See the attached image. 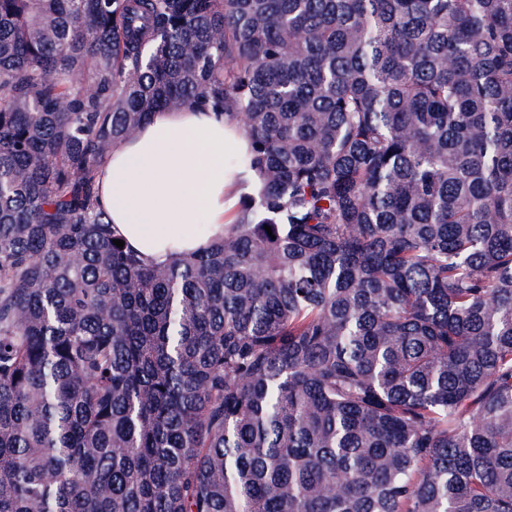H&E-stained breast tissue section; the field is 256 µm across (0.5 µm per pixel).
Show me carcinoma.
Masks as SVG:
<instances>
[{
  "mask_svg": "<svg viewBox=\"0 0 512 512\" xmlns=\"http://www.w3.org/2000/svg\"><path fill=\"white\" fill-rule=\"evenodd\" d=\"M183 106L256 185L155 266ZM0 512H512V0H0ZM247 148L238 127L210 110L156 112L99 164L100 204L114 232L148 263L169 264L224 235L254 185L251 175L236 176L224 154Z\"/></svg>",
  "mask_w": 512,
  "mask_h": 512,
  "instance_id": "cac0c4a2",
  "label": "carcinoma"
}]
</instances>
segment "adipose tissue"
Instances as JSON below:
<instances>
[{"label": "adipose tissue", "instance_id": "obj_1", "mask_svg": "<svg viewBox=\"0 0 512 512\" xmlns=\"http://www.w3.org/2000/svg\"><path fill=\"white\" fill-rule=\"evenodd\" d=\"M237 126L197 106L155 113L101 161L99 199L114 232L151 264L201 251L245 192L227 155L247 150Z\"/></svg>", "mask_w": 512, "mask_h": 512}]
</instances>
